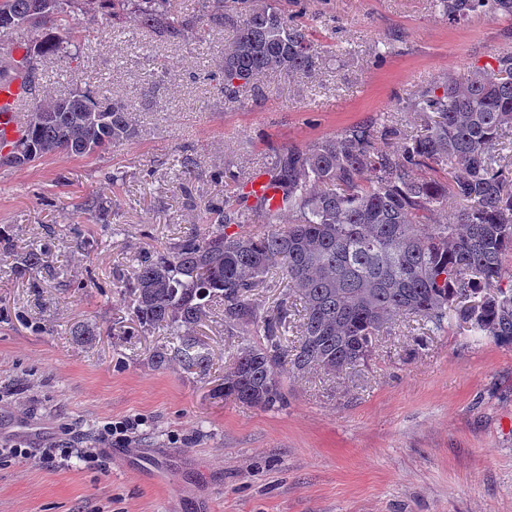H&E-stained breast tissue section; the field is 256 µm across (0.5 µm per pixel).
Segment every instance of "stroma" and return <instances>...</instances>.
Returning a JSON list of instances; mask_svg holds the SVG:
<instances>
[{
	"label": "stroma",
	"instance_id": "obj_1",
	"mask_svg": "<svg viewBox=\"0 0 512 512\" xmlns=\"http://www.w3.org/2000/svg\"><path fill=\"white\" fill-rule=\"evenodd\" d=\"M279 4L308 29L316 67L260 76L233 104L213 78L229 37L216 28L178 41L78 12L77 51L35 60L37 97L105 89L138 131L102 152L0 163V235L14 257L45 251L33 284L0 263V432L46 424L70 455L60 466L0 454V512H512V344L401 322L363 365L288 373L285 406L266 410L222 390L244 331L213 315L197 329L209 373L158 368L151 355L172 336L142 330L118 294L139 251L206 231L208 206L237 195L233 175L380 116L418 138L409 99L512 50V20L451 24L432 0ZM88 199L109 228L81 213ZM86 321L96 339L70 335ZM128 419L129 442L94 466L76 457L99 448L105 421Z\"/></svg>",
	"mask_w": 512,
	"mask_h": 512
}]
</instances>
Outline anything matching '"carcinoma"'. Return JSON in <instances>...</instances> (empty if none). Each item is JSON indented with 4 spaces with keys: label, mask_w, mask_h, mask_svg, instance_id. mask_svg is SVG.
<instances>
[{
    "label": "carcinoma",
    "mask_w": 512,
    "mask_h": 512,
    "mask_svg": "<svg viewBox=\"0 0 512 512\" xmlns=\"http://www.w3.org/2000/svg\"><path fill=\"white\" fill-rule=\"evenodd\" d=\"M199 22L229 26L221 91L230 103L257 76L309 73L316 50L306 29L277 0H205ZM450 21L474 15L512 17V0H433ZM0 0V75L15 66L32 73L38 56H55L77 39L73 9L135 16L144 28L173 39L188 24L172 0ZM40 32L38 40L29 39ZM22 47L18 60L13 49ZM414 107L430 115L426 133L399 151L374 147L372 125L352 127L306 149L275 154L268 171L280 205L249 196L209 209L211 230L186 232L163 250L139 252L120 294L140 328L176 337L151 356L162 368L176 359L206 374L210 357L195 334L220 312L229 328H252L263 344L241 346L224 371V396L260 408L285 402L282 373H340L366 362L379 336L403 318L431 332L454 323L473 336L512 342V185L498 165L512 147V52H500L471 79H448L418 92ZM136 134L127 103L93 91L33 103L26 138L5 156L25 165L58 152L82 156ZM428 170L416 177L415 169ZM439 224H427L434 212ZM289 224L279 226L282 214ZM264 224L262 232L230 225ZM44 251L31 246L9 263L32 279ZM282 269L299 300L298 336L283 342L290 309L258 319L250 296L269 271Z\"/></svg>",
    "instance_id": "cac0c4a2"
}]
</instances>
